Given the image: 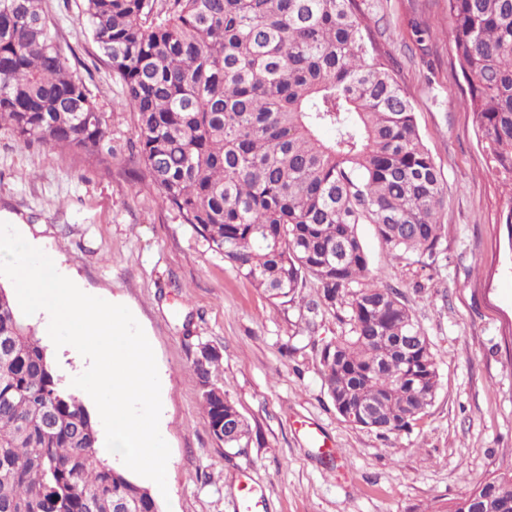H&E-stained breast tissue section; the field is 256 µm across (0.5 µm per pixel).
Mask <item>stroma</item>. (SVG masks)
<instances>
[{
	"mask_svg": "<svg viewBox=\"0 0 512 512\" xmlns=\"http://www.w3.org/2000/svg\"><path fill=\"white\" fill-rule=\"evenodd\" d=\"M82 0H44L69 70L110 113L117 154L103 164L0 130V221L38 240L83 288L127 306L167 385L170 447L162 512H448L512 469V193L489 172L448 42V0H362L389 50L446 193L435 263L398 259L374 225L358 235L370 272L399 291L429 337L440 376L433 405L388 437L336 411L323 344L349 331L332 311L277 306L126 166L135 115L81 20ZM420 24L432 34L417 43ZM220 355L212 379L251 426L244 448L213 436L194 361Z\"/></svg>",
	"mask_w": 512,
	"mask_h": 512,
	"instance_id": "35a3bbf8",
	"label": "stroma"
}]
</instances>
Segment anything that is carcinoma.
I'll list each match as a JSON object with an SVG mask.
<instances>
[{"instance_id":"cac0c4a2","label":"carcinoma","mask_w":512,"mask_h":512,"mask_svg":"<svg viewBox=\"0 0 512 512\" xmlns=\"http://www.w3.org/2000/svg\"><path fill=\"white\" fill-rule=\"evenodd\" d=\"M448 10L478 143L512 188V0ZM83 16L135 114L131 161L162 204L275 304L315 280L308 311L341 307L350 325L320 350L336 411L374 406L373 431L409 430L435 399V353L401 294L370 275L356 226L375 225L397 257L433 260L444 183L360 0H84ZM0 129L115 158L109 116L66 66L41 0H0ZM218 360L203 347L194 361L202 405L214 437L241 448L251 428L211 381ZM482 485L493 493L469 512H512V470ZM0 512H160L99 455L95 421L2 287Z\"/></svg>"}]
</instances>
